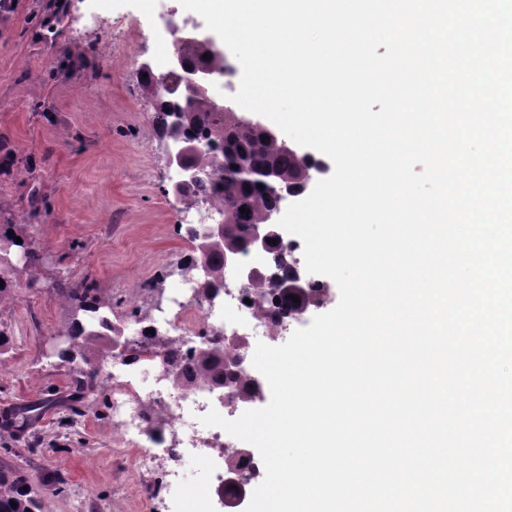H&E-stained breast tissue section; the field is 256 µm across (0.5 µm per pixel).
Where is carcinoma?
<instances>
[{
  "label": "carcinoma",
  "instance_id": "cac0c4a2",
  "mask_svg": "<svg viewBox=\"0 0 512 512\" xmlns=\"http://www.w3.org/2000/svg\"><path fill=\"white\" fill-rule=\"evenodd\" d=\"M184 62L192 67L207 66L215 73L222 74L228 67L229 59L203 58L202 47L185 43L178 46ZM142 91L155 98L156 107L153 123L162 137H167L172 120L171 113L186 112L184 135L204 145V151L194 157L195 164L203 171V178L184 191L183 202L194 206L198 200L224 208V245H218L210 252L207 272L198 273L195 257L186 259L182 275L199 284L198 294L205 300L211 299V289L224 281L226 271L224 255L233 251L248 249L249 230L262 221L265 213L277 206L280 196L272 194L266 187L265 173H278L283 186L304 188L308 176L315 174L317 167L292 153L285 152L277 137L276 129L265 124L242 125L233 111H218L213 106L214 96L207 91L191 95L174 88L171 76L157 81L153 75L141 80ZM267 139H262V136ZM263 188H258V185ZM250 210L245 215L241 208ZM21 237L18 243L15 237ZM17 248L25 256L24 263L4 274L0 287V305L11 299L13 278L22 272L28 273L30 283L37 284V274L44 267V251L23 237L22 225L11 219L0 224V252L3 254ZM296 273L288 272L274 280L280 289L282 305L288 312L299 313L322 299L325 288L284 289L282 284L294 280ZM56 297L69 308L70 322L65 330L63 343L54 351L61 361L80 363L74 371L72 384L82 390L97 380L99 362L111 353L112 302L97 296V289L81 291L68 287L63 279L51 282ZM296 295L300 302L290 299ZM195 379H208L216 384L224 383V350L218 347H204L199 350L193 363L179 369ZM33 407L20 408L10 413V418L0 423V428L14 436H21L34 419ZM17 506H11V503ZM0 512H45L43 500L35 493L24 474L8 467L0 468Z\"/></svg>",
  "mask_w": 512,
  "mask_h": 512
}]
</instances>
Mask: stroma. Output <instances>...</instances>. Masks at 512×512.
Here are the masks:
<instances>
[{
    "mask_svg": "<svg viewBox=\"0 0 512 512\" xmlns=\"http://www.w3.org/2000/svg\"><path fill=\"white\" fill-rule=\"evenodd\" d=\"M0 16V220L25 216L35 244L52 255L32 288L17 276L0 308V412L39 402L44 411L22 437L0 432V465L27 475L46 512H182L211 502L224 462L189 463L188 503L176 492L147 499L157 475L137 467L138 451L112 423V384L97 379L74 394L73 371L48 357L68 311L48 283L99 288L112 317L131 323L167 307L194 245L181 227L186 210L171 191L165 140L141 91L140 64L165 66L169 24L200 22L179 0H16ZM111 35V66L83 64L88 46Z\"/></svg>",
    "mask_w": 512,
    "mask_h": 512,
    "instance_id": "35a3bbf8",
    "label": "stroma"
}]
</instances>
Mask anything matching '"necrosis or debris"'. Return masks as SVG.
Masks as SVG:
<instances>
[{"label":"necrosis or debris","mask_w":512,"mask_h":512,"mask_svg":"<svg viewBox=\"0 0 512 512\" xmlns=\"http://www.w3.org/2000/svg\"><path fill=\"white\" fill-rule=\"evenodd\" d=\"M304 245L296 235H289L278 255L245 251L238 264L244 269L293 268L304 271ZM172 303L174 314L155 318L156 328L175 332L183 359L195 356L206 340L224 344V400L216 402L209 391L197 388L194 381L174 379L166 369L165 354H157L150 368H142L120 357L106 366V376L129 374L128 384L112 388V421L124 440L139 448L140 469H159V489L176 481L191 460L210 461L212 452L224 459L226 478L219 487L225 503L240 500L245 491L255 489L264 478L259 453L251 444L241 441L223 429L202 424L210 409L227 419L238 418L245 410L255 408L269 386L255 369L252 358L257 342L272 345L303 328L307 313L284 314L278 289L268 287L256 291L249 281L224 289L216 302L202 300L196 284L183 282L176 288ZM168 414L164 429L154 427V411ZM206 437L207 447H197L198 437Z\"/></svg>","instance_id":"obj_1"}]
</instances>
